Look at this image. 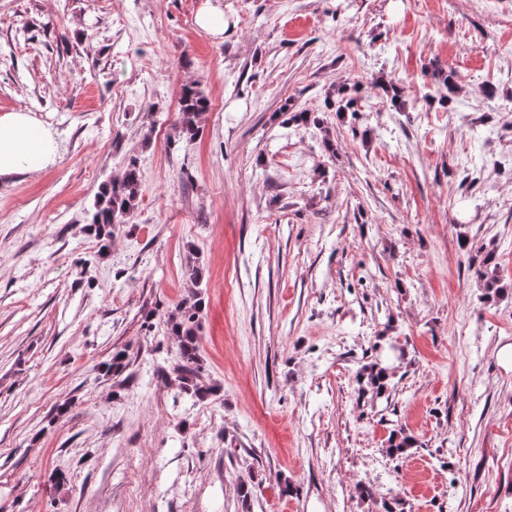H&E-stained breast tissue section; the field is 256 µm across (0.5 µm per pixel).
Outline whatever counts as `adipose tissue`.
Listing matches in <instances>:
<instances>
[{
  "label": "adipose tissue",
  "mask_w": 512,
  "mask_h": 512,
  "mask_svg": "<svg viewBox=\"0 0 512 512\" xmlns=\"http://www.w3.org/2000/svg\"><path fill=\"white\" fill-rule=\"evenodd\" d=\"M56 153L52 132L38 119L26 112L0 115V179L41 173Z\"/></svg>",
  "instance_id": "1"
}]
</instances>
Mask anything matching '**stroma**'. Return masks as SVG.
<instances>
[{
    "instance_id": "stroma-1",
    "label": "stroma",
    "mask_w": 512,
    "mask_h": 512,
    "mask_svg": "<svg viewBox=\"0 0 512 512\" xmlns=\"http://www.w3.org/2000/svg\"><path fill=\"white\" fill-rule=\"evenodd\" d=\"M342 85L364 112L325 108ZM6 112L58 154L0 180V512H512V294L475 274L494 251L512 287V0H0ZM133 158L102 256L86 213ZM193 254L221 392L176 402ZM121 349L127 386L95 370ZM374 360L384 398L356 380ZM179 107L181 133L189 134L191 139L196 132L198 116L208 108V99L198 81L182 88Z\"/></svg>"
}]
</instances>
